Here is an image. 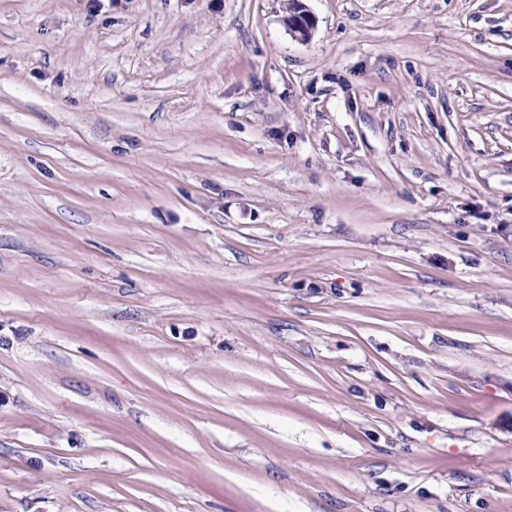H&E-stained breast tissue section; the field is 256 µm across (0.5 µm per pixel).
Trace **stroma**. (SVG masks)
Wrapping results in <instances>:
<instances>
[{
    "label": "stroma",
    "mask_w": 512,
    "mask_h": 512,
    "mask_svg": "<svg viewBox=\"0 0 512 512\" xmlns=\"http://www.w3.org/2000/svg\"><path fill=\"white\" fill-rule=\"evenodd\" d=\"M0 0V512H512V0ZM288 10L289 14L286 18L288 31L301 41L308 40L316 27L314 15L302 0H290Z\"/></svg>",
    "instance_id": "35a3bbf8"
}]
</instances>
